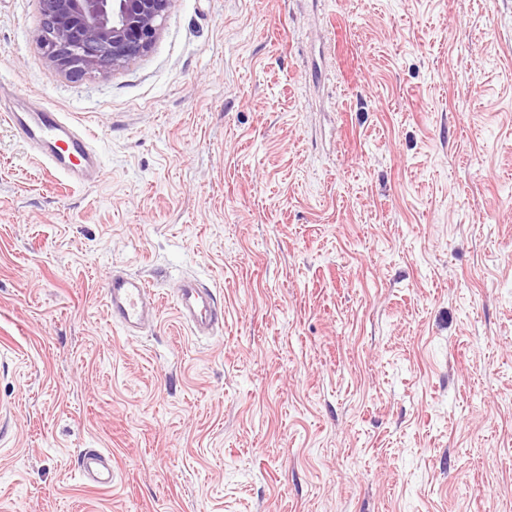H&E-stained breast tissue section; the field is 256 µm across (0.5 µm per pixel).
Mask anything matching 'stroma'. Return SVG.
Masks as SVG:
<instances>
[{"mask_svg":"<svg viewBox=\"0 0 512 512\" xmlns=\"http://www.w3.org/2000/svg\"><path fill=\"white\" fill-rule=\"evenodd\" d=\"M40 26L0 0V80L100 170L0 125V512H512V0H175L78 80ZM0 112L1 123L6 122L20 140L72 181L77 183L84 169L97 164L92 138L87 132L75 128L59 112L47 107L21 112L6 104H0ZM106 307L113 323L128 332L141 329L159 310V298L149 282L123 272H113L104 284ZM174 306L179 319L200 334L209 333L224 322V312L216 306L211 290L200 287L192 278L183 280ZM84 482L96 488H112V456L99 449L87 448L78 459Z\"/></svg>","mask_w":512,"mask_h":512,"instance_id":"stroma-1","label":"stroma"}]
</instances>
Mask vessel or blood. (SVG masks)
<instances>
[{"label": "vessel or blood", "mask_w": 512, "mask_h": 512, "mask_svg": "<svg viewBox=\"0 0 512 512\" xmlns=\"http://www.w3.org/2000/svg\"><path fill=\"white\" fill-rule=\"evenodd\" d=\"M0 122L7 123L20 140L71 180H78L84 169L98 162L87 132L75 128L49 108L23 112L4 104L0 106ZM104 296L113 323L129 332L141 329L159 310V299L149 282L131 274L113 272L104 284ZM174 306L179 319L200 334L210 332L224 320L211 290L200 287L192 278L183 280ZM78 470L90 486L112 485V457L101 449H86L78 460Z\"/></svg>", "instance_id": "1"}]
</instances>
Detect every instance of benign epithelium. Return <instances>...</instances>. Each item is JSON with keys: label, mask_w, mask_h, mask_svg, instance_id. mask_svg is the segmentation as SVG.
Instances as JSON below:
<instances>
[{"label": "benign epithelium", "mask_w": 512, "mask_h": 512, "mask_svg": "<svg viewBox=\"0 0 512 512\" xmlns=\"http://www.w3.org/2000/svg\"><path fill=\"white\" fill-rule=\"evenodd\" d=\"M39 43L50 67L69 77H108L145 56L174 0H38Z\"/></svg>", "instance_id": "benign-epithelium-1"}]
</instances>
